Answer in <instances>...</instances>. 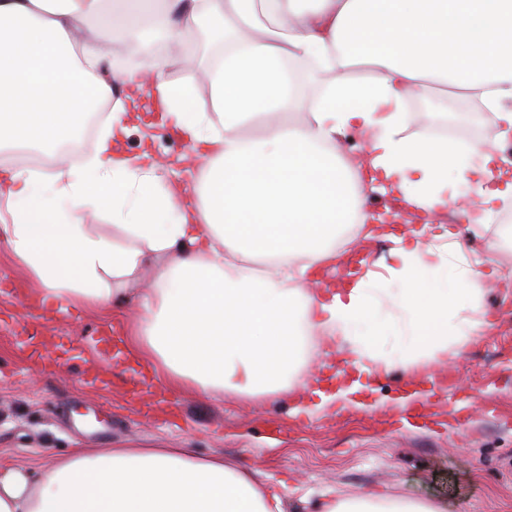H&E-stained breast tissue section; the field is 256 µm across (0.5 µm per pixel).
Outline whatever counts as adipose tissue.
I'll return each instance as SVG.
<instances>
[{"label": "adipose tissue", "mask_w": 512, "mask_h": 512, "mask_svg": "<svg viewBox=\"0 0 512 512\" xmlns=\"http://www.w3.org/2000/svg\"><path fill=\"white\" fill-rule=\"evenodd\" d=\"M226 43L206 63L210 98L166 72L162 49L202 30ZM141 58L119 63V48ZM329 74L312 107L303 85L285 87L289 61ZM147 90L207 164L194 187L166 167L119 149L130 114L113 106L95 150L58 162L51 134L28 123L38 98L63 89L82 103L67 143L77 149L84 112L114 87ZM448 94L495 116L493 145L466 149L404 133L407 103ZM261 132L247 136L246 125ZM367 151L344 149L347 135ZM512 0H0V239L38 281L36 306L105 310L135 298L125 339L163 391L235 393L254 406L282 397L309 413L297 376L309 353L344 370L382 376L395 366L426 373L460 356L491 323L480 307L494 252L464 258L451 231L400 247L398 266L337 285L336 260L377 239L369 193L395 197L435 223L448 183L478 201L468 229L483 234L498 202L512 200ZM43 150L38 171L11 164ZM112 218L111 236L84 224L88 202ZM256 258L268 259L261 271ZM0 512H285L282 494L221 456L187 448H74L20 465L0 456ZM316 512H442L431 502L379 492L330 497Z\"/></svg>", "instance_id": "1"}]
</instances>
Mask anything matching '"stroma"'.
Wrapping results in <instances>:
<instances>
[{
  "label": "stroma",
  "mask_w": 512,
  "mask_h": 512,
  "mask_svg": "<svg viewBox=\"0 0 512 512\" xmlns=\"http://www.w3.org/2000/svg\"><path fill=\"white\" fill-rule=\"evenodd\" d=\"M429 112L409 113L407 135L437 124L462 132L464 142L492 138L482 112H451L430 101ZM144 125L123 140L131 154L148 152L170 164L185 153L182 139L148 144ZM32 283L10 251L0 248V454L27 464L73 448H190L195 455L224 456L257 469L280 485L291 512H307L322 495L351 496L371 488L440 504L444 512H512V290L491 286L482 306L495 326L449 361L448 382L474 395L465 427L409 430L391 417L396 399L409 396L402 367L368 382L360 394L378 406L364 411L291 419L288 400L259 411L235 395L174 397L169 409H151L131 394L133 375L113 366L109 333L136 313L113 303L109 314L72 310L62 316L24 302ZM49 338L56 363L42 369L31 357L30 336ZM104 367L108 384L89 374ZM498 401L499 412L482 408Z\"/></svg>",
  "instance_id": "1"
}]
</instances>
